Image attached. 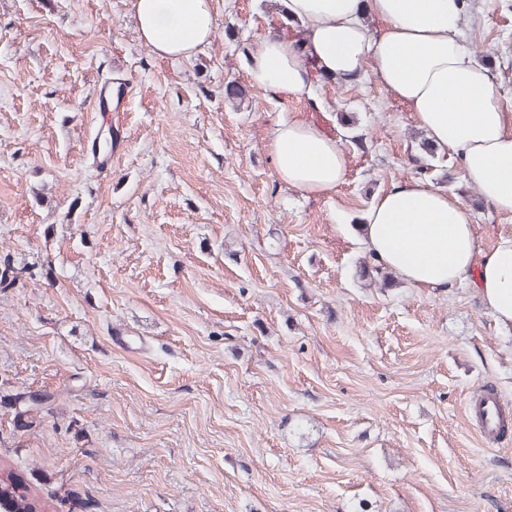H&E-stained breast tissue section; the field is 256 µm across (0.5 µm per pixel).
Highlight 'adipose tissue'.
<instances>
[{"label":"adipose tissue","instance_id":"obj_1","mask_svg":"<svg viewBox=\"0 0 512 512\" xmlns=\"http://www.w3.org/2000/svg\"><path fill=\"white\" fill-rule=\"evenodd\" d=\"M306 28L305 49L324 75L350 79L373 65L383 86L410 106L434 148L452 153L495 211L512 214V118L485 67L458 40L465 0H280ZM144 43L157 55L190 58L212 37L215 0H133ZM384 22L369 37L363 19ZM258 86L306 97L311 79L287 39L266 38L252 59ZM272 152L279 177L325 196L347 172L340 142L311 125L278 122ZM361 241L376 262L419 288L470 280L502 327L512 326V236L480 250L462 202L423 179L393 186L371 205Z\"/></svg>","mask_w":512,"mask_h":512}]
</instances>
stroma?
Wrapping results in <instances>:
<instances>
[{"instance_id":"35a3bbf8","label":"stroma","mask_w":512,"mask_h":512,"mask_svg":"<svg viewBox=\"0 0 512 512\" xmlns=\"http://www.w3.org/2000/svg\"><path fill=\"white\" fill-rule=\"evenodd\" d=\"M216 9L179 60L133 0H0V469L43 512H512V430L486 441L469 410L512 406V328L467 282L358 277L379 194L476 188L452 154L420 163L374 68L278 98L252 56L301 25L275 0ZM459 38L512 113V0H466ZM108 78L130 94L104 118ZM281 120L340 139L331 195L278 176ZM471 216L481 249L512 235Z\"/></svg>"}]
</instances>
